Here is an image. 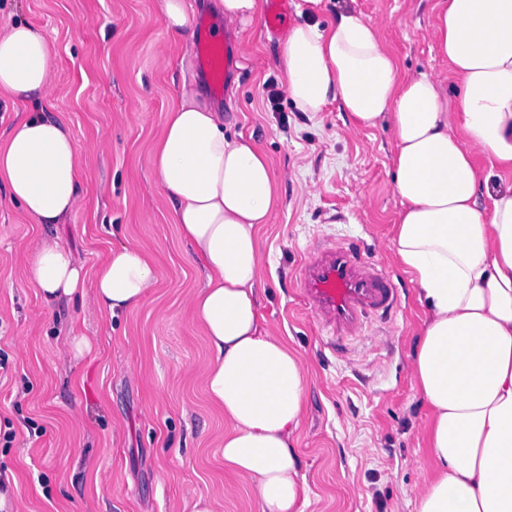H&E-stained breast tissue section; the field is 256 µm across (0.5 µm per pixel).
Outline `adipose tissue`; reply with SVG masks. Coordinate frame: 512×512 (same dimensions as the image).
Listing matches in <instances>:
<instances>
[{
  "instance_id": "1",
  "label": "adipose tissue",
  "mask_w": 512,
  "mask_h": 512,
  "mask_svg": "<svg viewBox=\"0 0 512 512\" xmlns=\"http://www.w3.org/2000/svg\"><path fill=\"white\" fill-rule=\"evenodd\" d=\"M323 3L303 0L305 21L280 39L281 80L298 111L334 104L354 127L391 129L401 210L390 248L424 314L411 362L429 410L415 512H512V184L489 187L512 173V0H436V49L459 84L453 107L437 76L401 71L371 21L345 9L320 24ZM56 54L31 25L1 32L0 100L55 92ZM151 161L204 275L190 305L213 352L204 392L224 417L216 453L252 481L262 512H305L295 439L308 372L260 312L259 234L281 203L271 161L253 137L225 135L223 114L195 91L167 112ZM83 178L61 121L26 112L0 139V186L34 223L74 213ZM25 263L46 303L89 297L112 316L144 303L157 283L150 250L137 245L111 248L91 272L55 241Z\"/></svg>"
}]
</instances>
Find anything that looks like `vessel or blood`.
Here are the masks:
<instances>
[{
  "mask_svg": "<svg viewBox=\"0 0 512 512\" xmlns=\"http://www.w3.org/2000/svg\"><path fill=\"white\" fill-rule=\"evenodd\" d=\"M291 12L290 0H269L263 30L283 27ZM196 61L215 96L224 94L227 52L214 22L200 17ZM296 292L318 325L332 337L360 333L367 321L394 310L398 294L389 275L363 257L358 243L318 240L306 250L296 276Z\"/></svg>",
  "mask_w": 512,
  "mask_h": 512,
  "instance_id": "1",
  "label": "vessel or blood"
}]
</instances>
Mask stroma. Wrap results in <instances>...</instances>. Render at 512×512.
<instances>
[{"instance_id":"1","label":"stroma","mask_w":512,"mask_h":512,"mask_svg":"<svg viewBox=\"0 0 512 512\" xmlns=\"http://www.w3.org/2000/svg\"><path fill=\"white\" fill-rule=\"evenodd\" d=\"M434 0H348L378 27L406 74L432 73L456 103V81L432 37ZM31 24L57 46L59 93L36 111L80 145L82 204L62 224H36L0 191V512H261L253 483L215 454L224 418L207 402L210 351L190 308L203 283L151 163L166 112L200 91L224 109V132L253 136L282 184L260 234L261 313L308 369V411L297 450L310 487L306 512H414L426 460L428 411L411 361L422 310L390 249L400 203L391 191L387 124L353 127L337 105L315 114L280 85L279 33L260 20L221 33L235 65L215 99L195 70L197 30L169 44L158 0H0V29ZM361 240L391 276L397 310L369 320L344 349L296 296L295 275L316 239ZM53 239L95 268L110 248L140 244L158 285L139 307L109 317L92 303L46 305L22 261ZM94 349L73 357L76 335Z\"/></svg>"}]
</instances>
